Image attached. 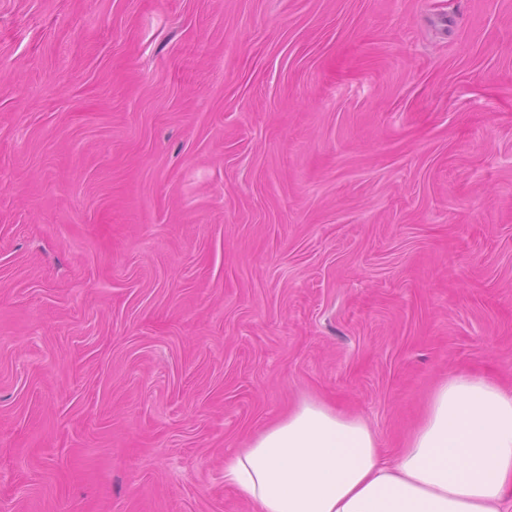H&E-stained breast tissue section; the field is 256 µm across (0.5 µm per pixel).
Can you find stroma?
<instances>
[{
  "label": "stroma",
  "instance_id": "stroma-1",
  "mask_svg": "<svg viewBox=\"0 0 512 512\" xmlns=\"http://www.w3.org/2000/svg\"><path fill=\"white\" fill-rule=\"evenodd\" d=\"M448 372L512 386V0H0V512H253L227 450Z\"/></svg>",
  "mask_w": 512,
  "mask_h": 512
}]
</instances>
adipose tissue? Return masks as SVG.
Instances as JSON below:
<instances>
[{"mask_svg": "<svg viewBox=\"0 0 512 512\" xmlns=\"http://www.w3.org/2000/svg\"><path fill=\"white\" fill-rule=\"evenodd\" d=\"M224 481L255 512H512V389L451 373L400 453L316 400L224 457Z\"/></svg>", "mask_w": 512, "mask_h": 512, "instance_id": "1", "label": "adipose tissue"}]
</instances>
